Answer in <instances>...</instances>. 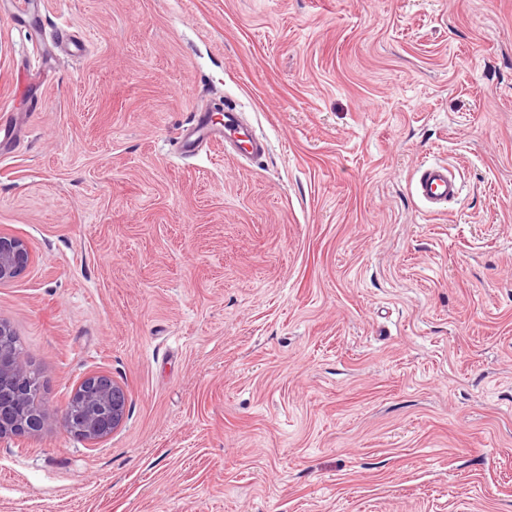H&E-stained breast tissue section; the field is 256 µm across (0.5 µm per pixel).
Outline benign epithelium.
<instances>
[{"mask_svg": "<svg viewBox=\"0 0 512 512\" xmlns=\"http://www.w3.org/2000/svg\"><path fill=\"white\" fill-rule=\"evenodd\" d=\"M27 244L14 236L0 234V286L11 282L30 262ZM29 369L23 354L0 349V387L15 385L10 394L0 392V439L35 435L47 419L42 404H27L29 390L24 383ZM73 394L86 399L93 411L80 420L65 419L67 428L84 441L95 445L117 430L124 422L127 410L125 388L110 376L92 373L85 376Z\"/></svg>", "mask_w": 512, "mask_h": 512, "instance_id": "1", "label": "benign epithelium"}]
</instances>
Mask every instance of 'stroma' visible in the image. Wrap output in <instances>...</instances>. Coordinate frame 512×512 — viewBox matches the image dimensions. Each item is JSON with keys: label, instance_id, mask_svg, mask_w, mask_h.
<instances>
[{"label": "stroma", "instance_id": "1", "mask_svg": "<svg viewBox=\"0 0 512 512\" xmlns=\"http://www.w3.org/2000/svg\"><path fill=\"white\" fill-rule=\"evenodd\" d=\"M228 105L261 159L176 154ZM2 121L50 416L0 512H512V0H0ZM92 372L128 396L94 446ZM414 194L427 210L442 213L460 198L461 186L448 163L428 160L419 164L414 175ZM85 398L93 411L85 418L72 420L66 409L65 423L77 438L95 445L117 430L124 422L127 410L125 388L110 376L92 373L85 376L72 392V398ZM77 434V435H76ZM80 437H79V436Z\"/></svg>", "mask_w": 512, "mask_h": 512}]
</instances>
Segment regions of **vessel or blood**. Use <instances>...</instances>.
<instances>
[{
    "label": "vessel or blood",
    "instance_id": "1",
    "mask_svg": "<svg viewBox=\"0 0 512 512\" xmlns=\"http://www.w3.org/2000/svg\"><path fill=\"white\" fill-rule=\"evenodd\" d=\"M224 144L240 156L252 160L266 153V143L243 121L235 107L224 109L223 120H214L207 112L194 113L178 137L181 155H196L203 146ZM414 194L433 213L447 211L450 203L461 195V186L447 164L424 161L414 175Z\"/></svg>",
    "mask_w": 512,
    "mask_h": 512
}]
</instances>
